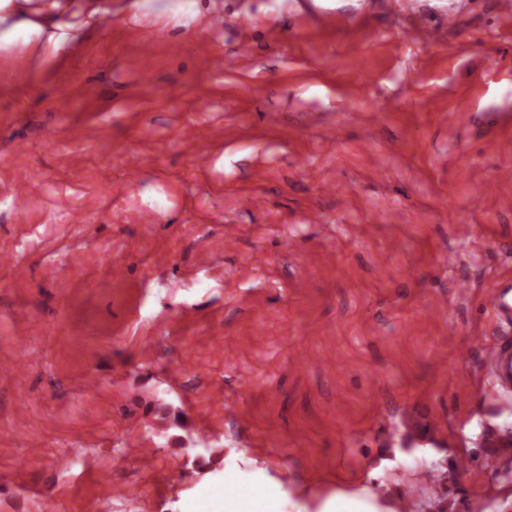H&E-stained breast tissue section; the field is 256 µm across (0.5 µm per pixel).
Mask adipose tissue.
<instances>
[{"instance_id": "obj_1", "label": "adipose tissue", "mask_w": 512, "mask_h": 512, "mask_svg": "<svg viewBox=\"0 0 512 512\" xmlns=\"http://www.w3.org/2000/svg\"><path fill=\"white\" fill-rule=\"evenodd\" d=\"M216 0H0V54L12 61H56L84 48L108 20L145 16L161 22L207 21ZM291 492L263 470L239 494L214 489L184 502L182 512H283Z\"/></svg>"}]
</instances>
